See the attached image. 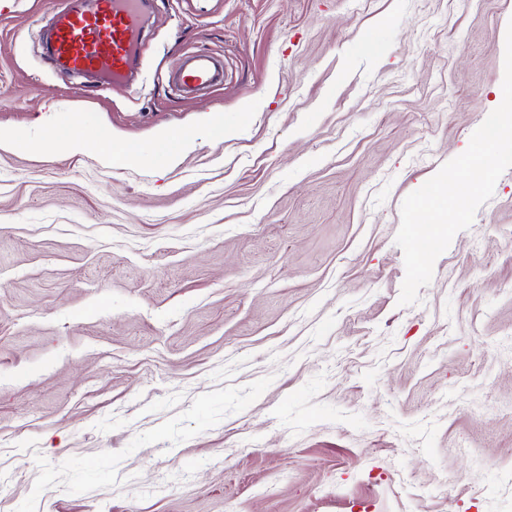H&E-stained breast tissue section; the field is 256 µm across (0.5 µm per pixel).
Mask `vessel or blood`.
Instances as JSON below:
<instances>
[{"mask_svg":"<svg viewBox=\"0 0 512 512\" xmlns=\"http://www.w3.org/2000/svg\"><path fill=\"white\" fill-rule=\"evenodd\" d=\"M148 0H77L57 15L50 51L58 68L84 72L109 62L113 79L125 78L133 64ZM224 69L209 54L186 56L174 78L178 92L219 85Z\"/></svg>","mask_w":512,"mask_h":512,"instance_id":"1","label":"vessel or blood"}]
</instances>
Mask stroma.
<instances>
[{
	"mask_svg": "<svg viewBox=\"0 0 512 512\" xmlns=\"http://www.w3.org/2000/svg\"><path fill=\"white\" fill-rule=\"evenodd\" d=\"M70 3L0 0V512H512V168L417 304L395 243L512 0H153L125 85L49 62ZM224 81V68L209 54L188 55L174 78V87L180 93L212 87ZM97 146L102 153L112 155V157H123L127 160L135 158V150L132 147L114 142L108 132H100Z\"/></svg>",
	"mask_w": 512,
	"mask_h": 512,
	"instance_id": "35a3bbf8",
	"label": "stroma"
}]
</instances>
